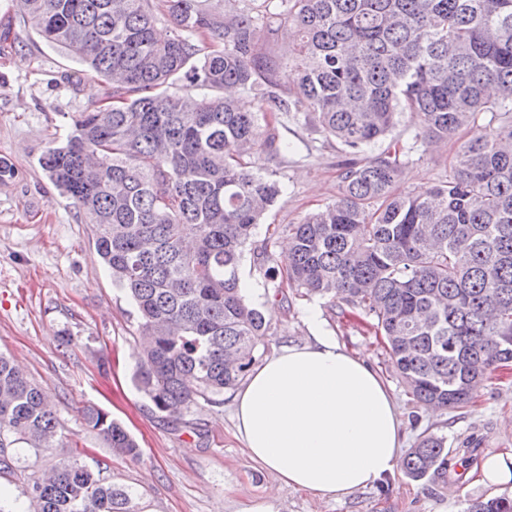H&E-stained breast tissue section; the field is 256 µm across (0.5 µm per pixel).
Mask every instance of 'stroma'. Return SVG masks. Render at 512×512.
<instances>
[{
	"label": "stroma",
	"instance_id": "35a3bbf8",
	"mask_svg": "<svg viewBox=\"0 0 512 512\" xmlns=\"http://www.w3.org/2000/svg\"><path fill=\"white\" fill-rule=\"evenodd\" d=\"M107 89L64 51L48 46L22 18L16 0H0V160L15 171L0 181V354L44 391L59 422L53 447L34 450L21 443L12 449L14 470L0 474L6 512H28L27 479L70 463L130 491L135 512H246L270 494L274 512H466L477 499L512 497L511 486H465L458 474L444 483L416 482L399 471L387 484L339 500L321 498L280 487L274 472L250 459L235 433L233 390L213 403L197 401L177 418L154 407L133 381L141 352L136 309L95 250V225L38 163L81 113L103 106ZM474 133L470 126L432 148L416 146L401 190L421 194L446 181L460 143ZM278 135L287 151L275 156L261 150L251 163L274 174L285 193L257 226L240 266L247 299L266 311L260 357L284 338L306 341L305 312L316 308L325 328L389 386L406 447L431 433L446 437L452 449L470 445L481 461L491 452L511 453L512 369L493 376L466 408L427 410L407 393L364 312L289 287L267 303L257 253L282 255L286 225L337 199L345 159L339 145L304 125L287 123ZM89 405L125 425L139 444L138 459L115 455L86 425Z\"/></svg>",
	"mask_w": 512,
	"mask_h": 512
}]
</instances>
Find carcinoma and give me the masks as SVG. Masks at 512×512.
<instances>
[{"label": "carcinoma", "instance_id": "carcinoma-1", "mask_svg": "<svg viewBox=\"0 0 512 512\" xmlns=\"http://www.w3.org/2000/svg\"><path fill=\"white\" fill-rule=\"evenodd\" d=\"M48 45L112 85L39 159L60 194L97 225L95 249L138 312L135 385L177 416L235 386L268 332L240 285L245 247L283 193L249 169L276 154L279 118L304 115L349 156L335 202L285 227L269 263L287 283L364 310L412 400L460 409L512 363V0H164L172 36H155L152 0H19ZM291 38V60L262 51ZM181 81L189 92L167 88ZM257 95L254 112L224 97ZM421 116L422 143L478 122L450 179L399 190L408 150L388 138ZM118 454L140 448L101 409L84 413ZM57 418L0 356V472L18 443L51 448ZM414 481L448 480L447 439L429 434L401 463ZM29 512H133L132 495L77 463L27 483ZM467 512H512L507 496Z\"/></svg>", "mask_w": 512, "mask_h": 512}]
</instances>
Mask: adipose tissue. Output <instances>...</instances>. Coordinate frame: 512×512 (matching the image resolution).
<instances>
[{"label": "adipose tissue", "instance_id": "1", "mask_svg": "<svg viewBox=\"0 0 512 512\" xmlns=\"http://www.w3.org/2000/svg\"><path fill=\"white\" fill-rule=\"evenodd\" d=\"M288 343L236 392L235 422L250 457L284 487L338 499L385 483L399 465L404 429L382 378L325 334Z\"/></svg>", "mask_w": 512, "mask_h": 512}]
</instances>
